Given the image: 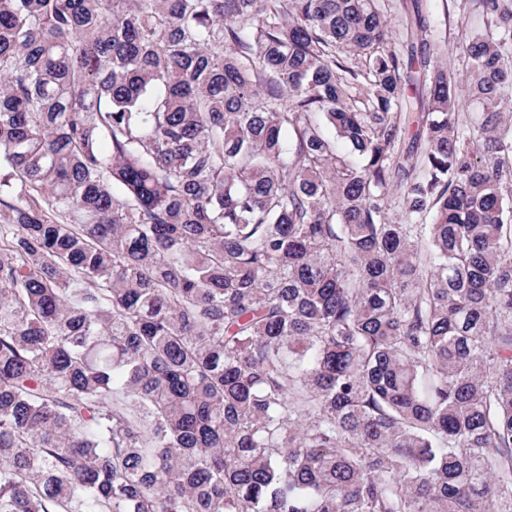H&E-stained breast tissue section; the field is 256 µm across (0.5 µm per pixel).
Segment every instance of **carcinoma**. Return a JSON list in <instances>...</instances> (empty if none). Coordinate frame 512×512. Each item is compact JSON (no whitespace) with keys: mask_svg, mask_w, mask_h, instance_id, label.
I'll list each match as a JSON object with an SVG mask.
<instances>
[{"mask_svg":"<svg viewBox=\"0 0 512 512\" xmlns=\"http://www.w3.org/2000/svg\"><path fill=\"white\" fill-rule=\"evenodd\" d=\"M469 2L475 122L417 2L0 0V512H512V0Z\"/></svg>","mask_w":512,"mask_h":512,"instance_id":"1","label":"carcinoma"}]
</instances>
